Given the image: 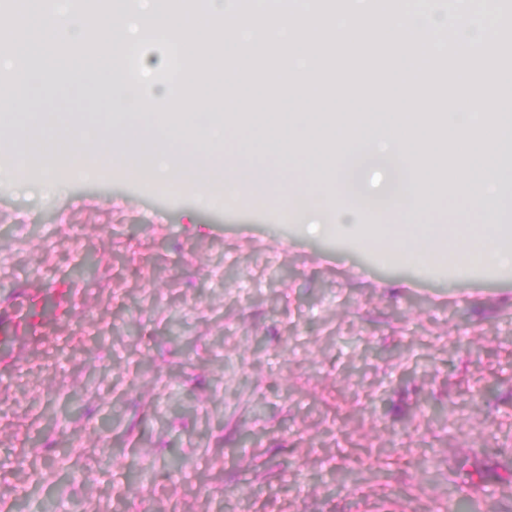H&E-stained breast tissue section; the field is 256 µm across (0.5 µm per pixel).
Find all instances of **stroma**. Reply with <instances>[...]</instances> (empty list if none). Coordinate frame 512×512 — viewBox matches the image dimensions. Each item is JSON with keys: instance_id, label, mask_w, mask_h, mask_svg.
Listing matches in <instances>:
<instances>
[{"instance_id": "obj_1", "label": "stroma", "mask_w": 512, "mask_h": 512, "mask_svg": "<svg viewBox=\"0 0 512 512\" xmlns=\"http://www.w3.org/2000/svg\"><path fill=\"white\" fill-rule=\"evenodd\" d=\"M459 0L408 60L349 70L315 31L340 112H384L412 72L414 107L512 111V71L470 67ZM178 37H141L123 74L152 111ZM468 88L440 101L438 64ZM112 136V163L87 178L22 156L70 114ZM104 78L34 80L0 97L18 159L0 169V305L19 290L77 288L44 342L20 344L0 373V501L19 512H512V276L479 284L423 263L379 268L348 239L309 232L269 147L259 186L161 183L121 162L147 151ZM405 173L358 167L325 189L372 221L396 210ZM95 264L84 281L73 268ZM74 449L86 475L57 468ZM49 471L45 482L37 472Z\"/></svg>"}]
</instances>
